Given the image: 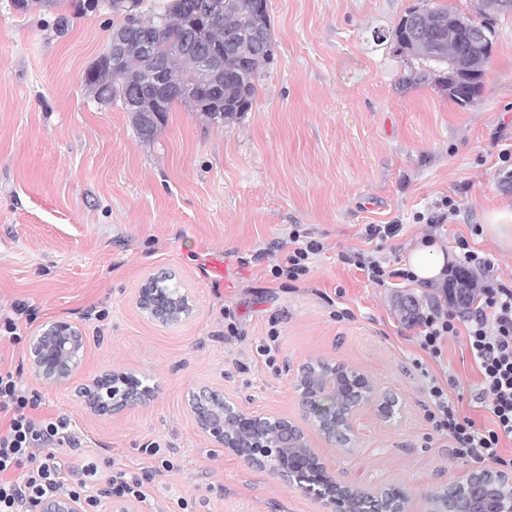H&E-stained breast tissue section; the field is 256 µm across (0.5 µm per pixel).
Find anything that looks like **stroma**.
<instances>
[{"label": "stroma", "instance_id": "35a3bbf8", "mask_svg": "<svg viewBox=\"0 0 512 512\" xmlns=\"http://www.w3.org/2000/svg\"><path fill=\"white\" fill-rule=\"evenodd\" d=\"M422 2L267 0L272 56L251 110L211 124L178 104L147 139L135 113L99 103L84 85L112 32L109 12L70 16L60 32L55 12L0 0V305L36 306L26 336L64 320L86 345L66 377L38 373L23 343H0V366L40 384L41 414L75 421L83 444L73 475L88 456L103 480L116 468L143 473L155 441L175 449L176 467L146 481L140 512H180L181 497L193 512H326L197 431L188 399L204 384L244 412L302 424L340 480L408 489L407 512H431L435 493L470 470L425 416V377L453 379L463 412L485 425L469 401L479 371L459 337L418 370L419 329L399 308L407 294L444 302L446 278L383 287L352 263L365 225H401L377 257L402 265L423 238L460 256L458 236L512 208L499 158L512 150V15L497 24L479 96L462 107L437 86L400 84L407 59L393 31ZM448 197L453 219L425 223ZM294 228L323 245L297 282L270 273ZM209 257L223 260L221 280L205 273ZM162 271L189 290L191 319L163 326L136 308L143 281ZM94 305L109 309L105 321L85 320ZM344 309L352 319L336 320ZM318 359L352 366L402 400L388 420L368 408L355 453L304 420L295 377ZM111 368L148 377L153 397L90 414L76 390Z\"/></svg>", "mask_w": 512, "mask_h": 512}]
</instances>
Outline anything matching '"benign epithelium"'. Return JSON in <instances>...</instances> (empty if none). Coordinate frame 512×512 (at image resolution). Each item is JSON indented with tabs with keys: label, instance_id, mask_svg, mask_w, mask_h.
Masks as SVG:
<instances>
[{
	"label": "benign epithelium",
	"instance_id": "benign-epithelium-1",
	"mask_svg": "<svg viewBox=\"0 0 512 512\" xmlns=\"http://www.w3.org/2000/svg\"><path fill=\"white\" fill-rule=\"evenodd\" d=\"M161 94L132 101V111L159 112ZM166 273L149 276L141 285L135 305L147 319L162 325L185 321L194 316L195 307L188 293L174 298L161 286ZM85 341L81 331L67 321H54L30 338L29 358L46 371L74 372L82 364ZM369 379L343 364L320 359L303 364L297 374L295 390L305 415L329 442L348 451L358 440V417L370 403ZM154 388L146 378L132 372L112 369L82 384L77 396L96 416L114 415L148 400ZM341 394L338 404L327 408V396ZM189 412L197 429L215 445L245 458L260 469H272L284 480L295 483L329 512H405L404 504L386 486L361 489L331 475L327 463L311 448L304 429L296 422L268 414H247L217 386L203 385L192 393ZM235 422L230 431L227 423ZM499 487L498 495L507 497L512 512V476L488 470L467 471L448 484L453 495L440 502L437 512H479L480 486ZM36 512H83L79 501L57 496L40 502Z\"/></svg>",
	"mask_w": 512,
	"mask_h": 512
}]
</instances>
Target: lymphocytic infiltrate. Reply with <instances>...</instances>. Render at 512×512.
<instances>
[{
    "label": "lymphocytic infiltrate",
    "instance_id": "f902f5d3",
    "mask_svg": "<svg viewBox=\"0 0 512 512\" xmlns=\"http://www.w3.org/2000/svg\"><path fill=\"white\" fill-rule=\"evenodd\" d=\"M289 247L271 268L275 278L295 282L307 276L310 261L323 246L302 239L299 230L288 234ZM417 343L433 360H440L448 338L464 337L480 380L471 397L486 411L487 426L465 415L436 378H429L426 418L437 435L447 438L458 457L481 467L512 471V457L500 451L501 438H512V285L489 278L479 286V298L467 316L433 306L419 313ZM41 391L22 383L18 373L0 368V512H33L37 502L54 496L84 500L96 512L100 498L95 487L96 463L84 476L72 479L67 457L82 445L81 434L66 415L37 413Z\"/></svg>",
    "mask_w": 512,
    "mask_h": 512
}]
</instances>
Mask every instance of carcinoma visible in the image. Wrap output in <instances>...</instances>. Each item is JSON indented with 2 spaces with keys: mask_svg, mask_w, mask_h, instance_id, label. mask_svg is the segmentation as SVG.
<instances>
[{
  "mask_svg": "<svg viewBox=\"0 0 512 512\" xmlns=\"http://www.w3.org/2000/svg\"><path fill=\"white\" fill-rule=\"evenodd\" d=\"M196 9L185 8L184 0H165L154 14L142 15L143 0H134L132 8L112 9V16L121 18L120 28L134 25L137 31L131 41L153 34L152 56L143 55L137 47L126 51L115 67L106 66L101 59L84 75L87 86L94 90L99 102H128L139 96H151L154 87L148 75L159 65L164 70L166 111L184 104L210 123L230 122L251 110L257 94L256 78L261 66L271 55V25L269 14L253 19V0H228L223 13L199 27L212 0H194ZM502 0H477L475 16L459 12L449 5L425 3L407 11L394 30L393 41L410 40L401 46L400 53L419 61L409 67L402 84L416 86L435 84L461 106L477 98L482 79L491 58L496 34L494 23L503 15ZM463 19L476 27L479 40L468 42L461 28L448 26L440 32L439 20ZM204 53L215 54L214 67L218 79L224 80V98L214 93H200L190 87L188 78ZM457 60L456 71L446 73L442 66L448 59ZM455 292L462 306L477 302V289L469 287V277L456 279Z\"/></svg>",
  "mask_w": 512,
  "mask_h": 512,
  "instance_id": "obj_1",
  "label": "carcinoma"
}]
</instances>
